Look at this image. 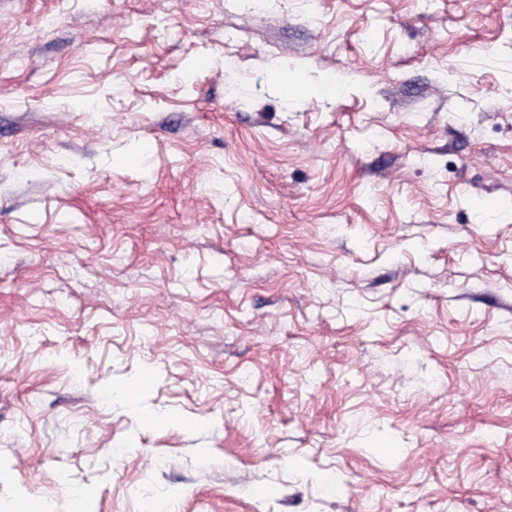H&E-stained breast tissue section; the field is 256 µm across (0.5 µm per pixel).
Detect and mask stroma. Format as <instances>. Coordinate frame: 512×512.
Instances as JSON below:
<instances>
[{"label": "stroma", "mask_w": 512, "mask_h": 512, "mask_svg": "<svg viewBox=\"0 0 512 512\" xmlns=\"http://www.w3.org/2000/svg\"><path fill=\"white\" fill-rule=\"evenodd\" d=\"M80 489L512 512V0H0V512Z\"/></svg>", "instance_id": "stroma-1"}]
</instances>
